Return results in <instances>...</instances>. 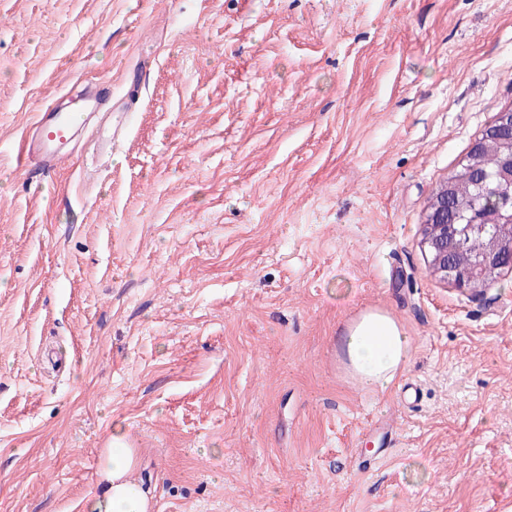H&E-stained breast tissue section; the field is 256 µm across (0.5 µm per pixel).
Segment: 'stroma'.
I'll return each instance as SVG.
<instances>
[{"label":"stroma","instance_id":"obj_1","mask_svg":"<svg viewBox=\"0 0 512 512\" xmlns=\"http://www.w3.org/2000/svg\"><path fill=\"white\" fill-rule=\"evenodd\" d=\"M149 73L130 131L19 168ZM512 109V0H0V512H512V273L433 276L425 206ZM411 338L390 390L336 356ZM138 91L130 88L126 98L115 111L94 112L88 106L76 108L73 112H60L55 107L39 112L32 128L21 139L19 159L23 163H32L48 170L56 169L69 159L66 147L76 134L85 129L102 114L100 124L112 123V141L115 145L128 131L127 109ZM105 114V115H104ZM409 358V336L395 318L381 310L359 315L339 344L342 369L367 390H388ZM135 467L134 449L113 434L104 471L107 486L102 495L89 501L86 511L147 512L150 491L134 477Z\"/></svg>","mask_w":512,"mask_h":512}]
</instances>
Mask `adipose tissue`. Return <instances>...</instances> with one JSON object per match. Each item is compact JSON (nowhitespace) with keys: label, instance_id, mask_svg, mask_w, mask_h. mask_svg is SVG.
<instances>
[{"label":"adipose tissue","instance_id":"obj_1","mask_svg":"<svg viewBox=\"0 0 512 512\" xmlns=\"http://www.w3.org/2000/svg\"><path fill=\"white\" fill-rule=\"evenodd\" d=\"M409 358V337L395 318L381 310L359 315L339 344L342 369L367 390H388ZM134 470L133 449L120 436H113L104 471L107 486L89 501L86 512H148L149 490Z\"/></svg>","mask_w":512,"mask_h":512}]
</instances>
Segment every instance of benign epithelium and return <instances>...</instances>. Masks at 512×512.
Here are the masks:
<instances>
[{
    "label": "benign epithelium",
    "mask_w": 512,
    "mask_h": 512,
    "mask_svg": "<svg viewBox=\"0 0 512 512\" xmlns=\"http://www.w3.org/2000/svg\"><path fill=\"white\" fill-rule=\"evenodd\" d=\"M507 136L512 143V110L496 114L494 121L472 142L468 155L469 164H475L485 153L490 142ZM453 181L440 186L432 193L425 211L421 249L434 276L454 286L470 290L473 282L480 280L488 288L498 282L504 272H512V204L499 213L497 235L489 241L480 254L470 256L462 252L461 241L466 229L475 226L472 216L467 224L448 223V193ZM456 248L460 257L448 261V252Z\"/></svg>",
    "instance_id": "benign-epithelium-1"
}]
</instances>
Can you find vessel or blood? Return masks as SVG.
Segmentation results:
<instances>
[{"label": "vessel or blood", "instance_id": "obj_1", "mask_svg": "<svg viewBox=\"0 0 512 512\" xmlns=\"http://www.w3.org/2000/svg\"><path fill=\"white\" fill-rule=\"evenodd\" d=\"M97 112L81 106L71 112L54 108L38 113L32 128L19 144V159L53 170L68 160V145L76 134L97 120Z\"/></svg>", "mask_w": 512, "mask_h": 512}]
</instances>
